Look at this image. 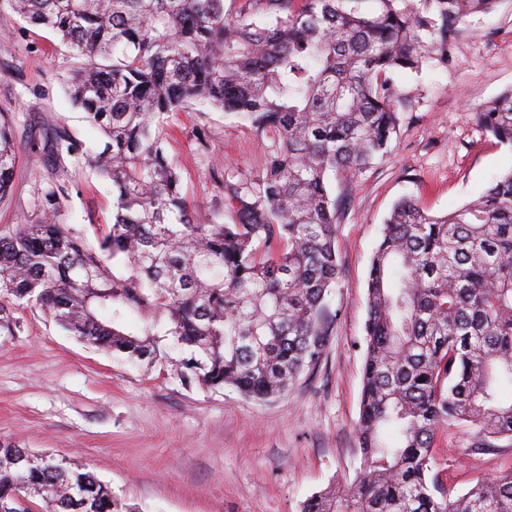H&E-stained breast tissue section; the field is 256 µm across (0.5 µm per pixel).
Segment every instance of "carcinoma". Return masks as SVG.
Listing matches in <instances>:
<instances>
[{"instance_id":"1","label":"carcinoma","mask_w":512,"mask_h":512,"mask_svg":"<svg viewBox=\"0 0 512 512\" xmlns=\"http://www.w3.org/2000/svg\"><path fill=\"white\" fill-rule=\"evenodd\" d=\"M0 0L82 59L68 96L99 135L57 134L112 189L113 222L95 242L57 222L68 197L41 190L42 219L0 233V331L40 308L83 343L171 365L188 384L267 399L321 359L325 301L341 264L340 200L330 183L391 150L409 97L394 81L442 53L466 18L499 0ZM196 102L273 134L264 168L226 178L224 220L199 224L167 151L170 114ZM512 147V88L476 112ZM17 152L0 115V201ZM129 270L114 276L111 261ZM151 318L128 326L126 312ZM171 339L169 346L162 345ZM357 428L362 465L301 512H512V472L451 497L437 433L479 428L512 440V168L441 216L397 201L367 280ZM133 512L94 473L0 442V512Z\"/></svg>"}]
</instances>
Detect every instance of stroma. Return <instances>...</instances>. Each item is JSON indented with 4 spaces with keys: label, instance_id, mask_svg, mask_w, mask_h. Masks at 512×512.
<instances>
[{
    "label": "stroma",
    "instance_id": "35a3bbf8",
    "mask_svg": "<svg viewBox=\"0 0 512 512\" xmlns=\"http://www.w3.org/2000/svg\"><path fill=\"white\" fill-rule=\"evenodd\" d=\"M79 59L50 31L0 9V113L18 148L12 193L0 202V231L38 219V188L65 183L59 219L95 239L112 221L110 187L72 158L45 170L46 135L86 144L97 134L69 102L65 84ZM399 86L411 98L391 152L333 183L343 201L336 230L341 263L327 303L332 335L319 363L284 396L258 400L227 388L183 384L166 362L135 365L98 351L36 308L14 312L0 334V441L93 472L136 512H300L315 492L353 480L362 464L357 438L364 361L366 281L383 220L401 197L444 214L479 196L512 167V148L477 125L485 102L512 87V0L469 17L448 48ZM170 157L182 170L200 223L216 217L222 175L264 167L270 138L219 110L193 106L168 120ZM216 144L202 154L198 130ZM445 489L457 495L512 470V441L479 444L470 424L437 436Z\"/></svg>",
    "mask_w": 512,
    "mask_h": 512
}]
</instances>
